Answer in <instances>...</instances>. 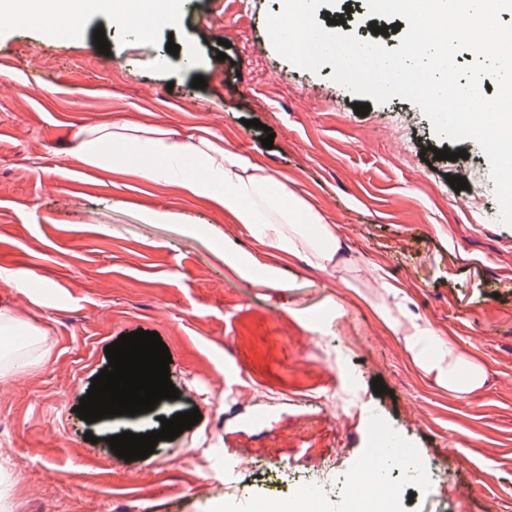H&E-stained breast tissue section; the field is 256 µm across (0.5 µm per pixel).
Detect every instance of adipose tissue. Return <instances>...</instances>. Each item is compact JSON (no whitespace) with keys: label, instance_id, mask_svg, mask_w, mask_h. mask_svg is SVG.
<instances>
[{"label":"adipose tissue","instance_id":"ef3b65f1","mask_svg":"<svg viewBox=\"0 0 512 512\" xmlns=\"http://www.w3.org/2000/svg\"><path fill=\"white\" fill-rule=\"evenodd\" d=\"M94 11L106 12L114 25L147 39L158 15L172 14L173 4L171 0H138L133 7L129 0H72L71 33L79 34L84 17ZM67 154L83 166L138 157L141 178L174 181L189 197L214 201L232 212L262 243L320 270L356 273L361 269V259L347 253L333 225L289 187L287 178L225 149L221 139L207 129L183 135L170 129L114 122L79 129ZM377 312L386 325L403 336L406 349L439 384L459 394L482 384V367L464 362L452 346L436 343L427 327L407 316L394 315L385 305L378 306Z\"/></svg>","mask_w":512,"mask_h":512}]
</instances>
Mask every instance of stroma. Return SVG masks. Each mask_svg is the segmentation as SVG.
Masks as SVG:
<instances>
[{
  "instance_id": "35a3bbf8",
  "label": "stroma",
  "mask_w": 512,
  "mask_h": 512,
  "mask_svg": "<svg viewBox=\"0 0 512 512\" xmlns=\"http://www.w3.org/2000/svg\"><path fill=\"white\" fill-rule=\"evenodd\" d=\"M282 9L283 0H186L177 25L150 40L103 13L78 35L31 21L0 31V305L23 309L45 349L24 373L0 377L11 512H209L216 500L251 512L264 497L298 512L311 460L335 459V480H346L381 426L448 477L444 497L404 477L394 512H512V226L500 221L490 163L475 141H457L476 176L455 191L446 176L458 163L427 151L439 139L416 105L396 96L358 115L331 65L314 73L276 52L266 19ZM99 28L106 55L93 43ZM188 35L191 67L166 54ZM197 76L205 88H192ZM118 119L185 134L207 127L225 149L287 177L399 286L409 317L482 364V387L457 395L424 372L378 318L374 289L339 287L233 213L137 176L136 159L65 158L79 127ZM393 129L410 162L397 159ZM471 194L480 213L462 204ZM147 209L186 221L146 224ZM228 250L276 268L286 288L241 277ZM21 272L31 275L25 291L13 283ZM140 329L168 347L178 399L81 420L75 408L107 366L106 346ZM192 409L199 423L149 457L127 461L107 443Z\"/></svg>"
}]
</instances>
